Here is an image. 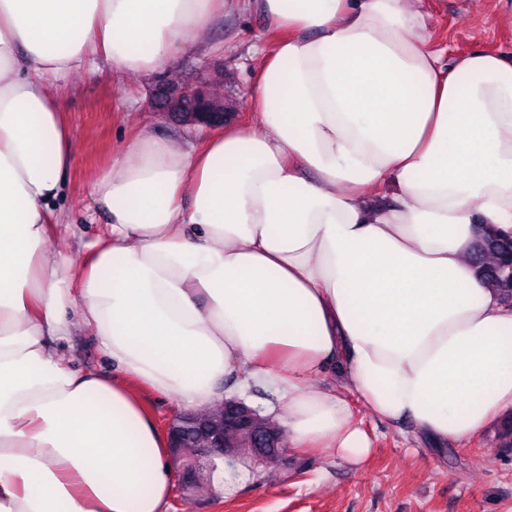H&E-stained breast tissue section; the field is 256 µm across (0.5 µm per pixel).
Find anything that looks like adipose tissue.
<instances>
[{
    "label": "adipose tissue",
    "instance_id": "ef3b65f1",
    "mask_svg": "<svg viewBox=\"0 0 512 512\" xmlns=\"http://www.w3.org/2000/svg\"><path fill=\"white\" fill-rule=\"evenodd\" d=\"M241 2L273 35L262 127L137 133L90 188L107 235L49 253L68 77L158 74ZM479 224L512 228V62L445 67L419 0H0V512H164L144 392L204 411L266 382L289 447L357 465L371 437L322 385L343 363L375 417L482 434L512 410V307ZM77 313L112 375L62 352Z\"/></svg>",
    "mask_w": 512,
    "mask_h": 512
}]
</instances>
